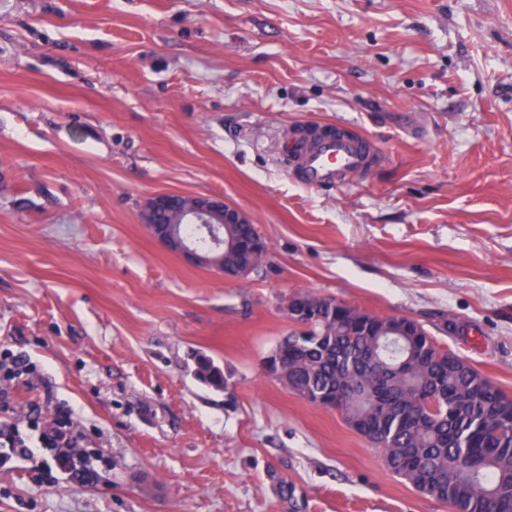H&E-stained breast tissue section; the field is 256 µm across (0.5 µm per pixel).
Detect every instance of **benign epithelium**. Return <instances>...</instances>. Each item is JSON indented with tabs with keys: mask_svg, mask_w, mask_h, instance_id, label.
<instances>
[{
	"mask_svg": "<svg viewBox=\"0 0 512 512\" xmlns=\"http://www.w3.org/2000/svg\"><path fill=\"white\" fill-rule=\"evenodd\" d=\"M181 198L190 200V205L182 212V221L194 225L198 236H183L177 229L159 222V216L176 208L168 193L154 195L144 202L140 219L148 233L164 249L193 266L203 265L226 279L247 277L246 272L224 269V249L231 246V242L224 239V225L249 224L250 216L225 203L221 197L183 194Z\"/></svg>",
	"mask_w": 512,
	"mask_h": 512,
	"instance_id": "benign-epithelium-1",
	"label": "benign epithelium"
}]
</instances>
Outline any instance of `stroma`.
Returning a JSON list of instances; mask_svg holds the SVG:
<instances>
[{
    "mask_svg": "<svg viewBox=\"0 0 512 512\" xmlns=\"http://www.w3.org/2000/svg\"><path fill=\"white\" fill-rule=\"evenodd\" d=\"M339 123L373 165L302 186L295 135ZM163 192L245 211L263 265L166 251ZM301 291L414 319L512 396V0H0V364L92 469L0 471V512H285L274 473L302 512H449L266 373Z\"/></svg>",
    "mask_w": 512,
    "mask_h": 512,
    "instance_id": "35a3bbf8",
    "label": "stroma"
}]
</instances>
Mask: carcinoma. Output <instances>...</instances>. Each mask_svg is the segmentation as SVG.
<instances>
[{"mask_svg": "<svg viewBox=\"0 0 512 512\" xmlns=\"http://www.w3.org/2000/svg\"><path fill=\"white\" fill-rule=\"evenodd\" d=\"M224 262L256 270L263 259L243 250ZM297 298L324 311L275 345L290 392L339 411L382 449L392 474L452 512H512V398L410 318L309 292ZM196 375L224 388L223 371L207 361ZM277 490L298 512L293 484L280 478Z\"/></svg>", "mask_w": 512, "mask_h": 512, "instance_id": "1", "label": "carcinoma"}]
</instances>
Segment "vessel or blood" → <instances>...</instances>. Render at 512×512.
<instances>
[{
    "label": "vessel or blood",
    "instance_id": "b4317fda",
    "mask_svg": "<svg viewBox=\"0 0 512 512\" xmlns=\"http://www.w3.org/2000/svg\"><path fill=\"white\" fill-rule=\"evenodd\" d=\"M370 157L366 138L335 132L296 153L294 161L300 183L316 188L343 182L349 174L364 169Z\"/></svg>",
    "mask_w": 512,
    "mask_h": 512
}]
</instances>
